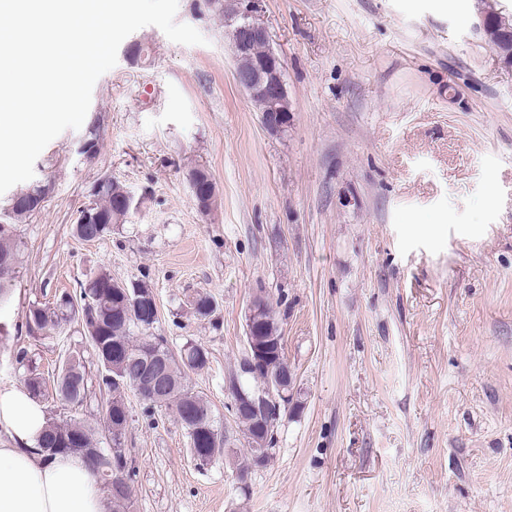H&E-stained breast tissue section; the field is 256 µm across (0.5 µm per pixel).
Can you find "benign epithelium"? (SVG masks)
<instances>
[{"label":"benign epithelium","mask_w":512,"mask_h":512,"mask_svg":"<svg viewBox=\"0 0 512 512\" xmlns=\"http://www.w3.org/2000/svg\"><path fill=\"white\" fill-rule=\"evenodd\" d=\"M239 9L236 14L224 18L225 26L230 29V43L235 57V79L237 84L252 98H261L266 104L261 121L264 129L270 134L284 131L288 127L291 107L288 91L284 80V62L272 49H267L261 58L252 56V46L257 42L269 43V33L265 26L256 25L251 18L257 12L258 0H238ZM192 195L197 209L208 215L217 202V191L213 180L200 178L190 183ZM265 293L257 290L253 293L246 312L245 348L240 357L239 373L226 382L225 390L231 402L228 410L233 417L246 412L254 417L255 432L248 438L249 446L256 449L249 460L235 469L236 478L241 488L247 489L248 477L252 471L270 464L273 459V437L276 423L272 417L280 415L295 404L293 372L272 371L267 384L259 389L245 390L240 376L254 369L255 365L268 359V351L277 341L275 335L262 328L260 311ZM125 306L154 321L158 318V304L153 291L135 290V297L127 298Z\"/></svg>","instance_id":"obj_1"}]
</instances>
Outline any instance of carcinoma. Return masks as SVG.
I'll use <instances>...</instances> for the list:
<instances>
[{"label": "carcinoma", "instance_id": "obj_1", "mask_svg": "<svg viewBox=\"0 0 512 512\" xmlns=\"http://www.w3.org/2000/svg\"><path fill=\"white\" fill-rule=\"evenodd\" d=\"M483 34L503 61L512 64V20L502 16L491 4H486L482 15ZM126 186L109 178L98 183L95 192L97 201L92 211L98 217L96 224H76L74 231L77 238L86 242L98 241L112 233V225L125 224L133 211H120L115 206V199ZM7 213L14 220L12 224H0V256H7L10 262L0 263V309L11 304L13 297L15 270L19 264L20 241L17 238L16 224L26 221L33 214V208H19L14 198L8 199ZM80 299L87 295L98 297L101 314L93 319L90 314L80 317L82 327H95V335L91 336L90 347L101 367L99 377L103 381L97 383L89 379L82 357L69 354L66 368L57 371L55 380V400L64 407H80L88 396L96 391L106 390L107 400L112 395H120L123 388L135 390L139 382L144 380L145 362L149 356L163 348L164 340L150 333L154 323L137 315L122 316L124 312V296L122 289L112 287L110 274L99 271L79 283ZM71 305L34 303L29 306V315L38 319V331L44 333L60 326ZM204 346L196 343L185 345L179 356H170L168 364V380L172 382L169 390L160 391V396L153 395L148 387H141V401L149 412L159 411L177 420L187 431L190 450L200 455L206 454L212 462L225 454L228 445L227 436L215 420L209 401L194 390L187 382V372L199 371L206 364L198 362ZM17 366L26 370L24 385L37 400H49L46 391L47 380L34 369L28 350L20 349L15 356ZM207 424L213 428V440L200 445L197 442L196 429ZM96 431L84 420L75 416L66 420H48L39 447L46 455L71 453L82 456L91 466L99 482L107 491H112L110 479L115 477L113 466L117 463L112 448H102L97 455L89 456L82 448H93L97 445ZM112 512H131V486L119 489L111 495Z\"/></svg>", "mask_w": 512, "mask_h": 512}]
</instances>
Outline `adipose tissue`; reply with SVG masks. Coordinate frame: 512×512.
<instances>
[{"label":"adipose tissue","instance_id":"adipose-tissue-1","mask_svg":"<svg viewBox=\"0 0 512 512\" xmlns=\"http://www.w3.org/2000/svg\"><path fill=\"white\" fill-rule=\"evenodd\" d=\"M46 415L25 388L0 390V512H109L88 464L75 455L46 457L37 439Z\"/></svg>","mask_w":512,"mask_h":512}]
</instances>
